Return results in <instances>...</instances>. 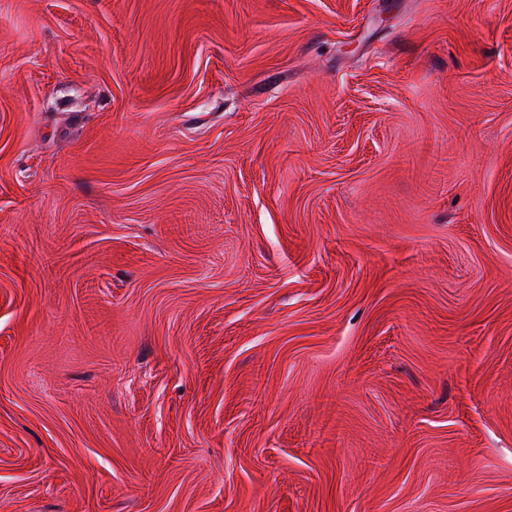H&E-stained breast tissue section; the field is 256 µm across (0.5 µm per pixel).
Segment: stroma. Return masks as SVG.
I'll use <instances>...</instances> for the list:
<instances>
[{"mask_svg": "<svg viewBox=\"0 0 512 512\" xmlns=\"http://www.w3.org/2000/svg\"><path fill=\"white\" fill-rule=\"evenodd\" d=\"M0 512H512V0H0Z\"/></svg>", "mask_w": 512, "mask_h": 512, "instance_id": "stroma-1", "label": "stroma"}]
</instances>
